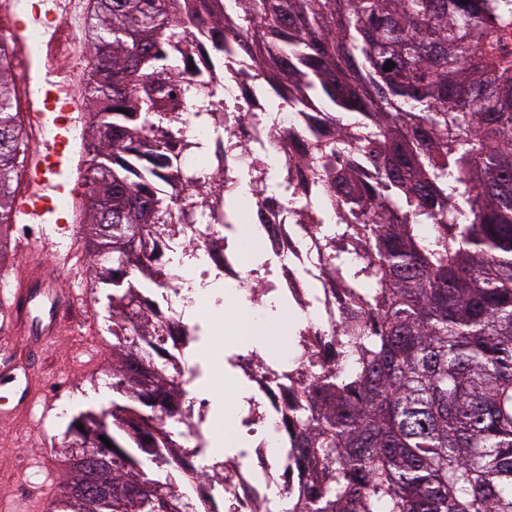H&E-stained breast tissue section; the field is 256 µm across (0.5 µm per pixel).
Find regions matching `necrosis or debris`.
Masks as SVG:
<instances>
[{"mask_svg":"<svg viewBox=\"0 0 512 512\" xmlns=\"http://www.w3.org/2000/svg\"><path fill=\"white\" fill-rule=\"evenodd\" d=\"M37 6V0H0V43L11 48L25 109L40 105L44 79L77 69L90 54L82 34L75 53L49 58L40 53L42 29H30L22 41L13 42L5 16L29 13ZM211 37L207 30L187 32L173 51L174 75L186 69L193 75L190 85L167 103L178 142L170 164L178 176L165 184L166 191L180 200L208 192V204L189 213L182 231L169 233L162 276L150 292L173 325L165 340L174 352L176 371L191 379L202 371L194 357L206 333L204 326L185 317L187 307L195 303L187 294L192 284L204 289L211 281H220L248 296L247 308L224 317L228 340L247 329L272 335L264 302L273 294L288 301L307 335H328L337 326L344 294L326 254L317 249L324 208L320 195L312 191L308 162L300 154L304 145L322 137L317 107L288 102L280 111H266V83L259 68L233 54L223 63L213 62L199 50ZM202 98L209 99L222 122L188 109V101ZM229 196L238 199V215L247 216L250 227L262 233L269 264H253L247 233L225 217L223 202ZM297 359L294 353L284 354L278 362L235 354L233 369L250 385L253 401L233 409V425L236 434L251 437L252 445L226 456L223 467L185 473L184 484L192 490L187 497L189 512H273L269 489L287 496L282 413L289 395L274 375L294 367ZM180 405L186 410L183 445L170 454L205 456L210 445L209 405L187 395L181 396Z\"/></svg>","mask_w":512,"mask_h":512,"instance_id":"4bbe7bcc","label":"necrosis or debris"}]
</instances>
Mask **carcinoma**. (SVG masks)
Masks as SVG:
<instances>
[{
    "instance_id": "cac0c4a2",
    "label": "carcinoma",
    "mask_w": 512,
    "mask_h": 512,
    "mask_svg": "<svg viewBox=\"0 0 512 512\" xmlns=\"http://www.w3.org/2000/svg\"><path fill=\"white\" fill-rule=\"evenodd\" d=\"M222 2L240 20L215 52L266 63L269 100L312 101L327 131L353 130L315 148L334 218L321 236L349 302L281 374L295 390L288 469L305 476L286 512H512V0ZM195 22L220 17L195 0H93L88 16L82 210L93 286L112 289V408L70 422L54 512H180L171 483L140 471L142 449L182 439L140 273L154 261L161 274L164 226L207 204L151 187L170 147L152 135L168 125L167 53ZM13 84L1 44L0 240L26 152ZM102 436L107 462L88 474L73 449ZM88 480L105 497L85 496Z\"/></svg>"
}]
</instances>
